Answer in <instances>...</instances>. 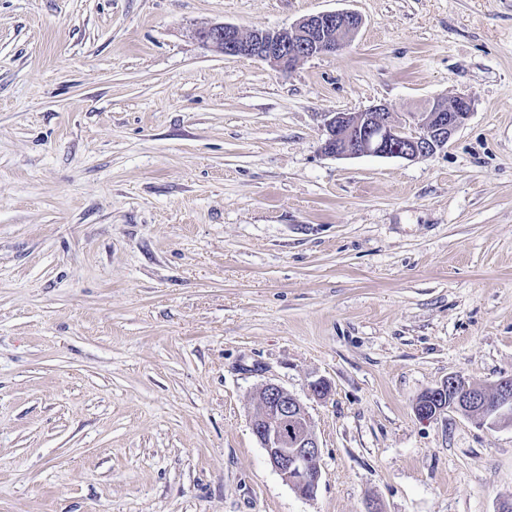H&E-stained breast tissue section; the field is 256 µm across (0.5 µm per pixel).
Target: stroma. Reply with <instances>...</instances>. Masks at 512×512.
Wrapping results in <instances>:
<instances>
[{"instance_id": "1", "label": "stroma", "mask_w": 512, "mask_h": 512, "mask_svg": "<svg viewBox=\"0 0 512 512\" xmlns=\"http://www.w3.org/2000/svg\"><path fill=\"white\" fill-rule=\"evenodd\" d=\"M335 10L354 41L289 71L197 37ZM458 95L431 157L321 149ZM452 374L512 375V0H0V512H500L512 424L414 412ZM268 382L313 496L251 431ZM251 419L253 435L276 472L296 492L314 494L321 480L320 445L307 406L284 387L266 383Z\"/></svg>"}]
</instances>
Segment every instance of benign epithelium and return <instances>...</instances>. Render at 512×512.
Returning a JSON list of instances; mask_svg holds the SVG:
<instances>
[{
	"instance_id": "7a95c632",
	"label": "benign epithelium",
	"mask_w": 512,
	"mask_h": 512,
	"mask_svg": "<svg viewBox=\"0 0 512 512\" xmlns=\"http://www.w3.org/2000/svg\"><path fill=\"white\" fill-rule=\"evenodd\" d=\"M362 26L352 11H329L302 18L280 30L253 29L224 23L199 32V39L227 58L268 61L291 70L301 60L334 53L348 45ZM473 111L472 101L457 96L440 100L418 112L394 119L389 106L374 105L364 112H333L325 124L322 151L333 157L361 155L415 160L443 149ZM264 399L251 419L253 435L276 472L296 492L309 496L321 480L320 445L307 406L284 387L266 383ZM490 403L482 390L464 377L452 375L425 392L415 404V414L428 420L444 411L481 412L491 427L512 419V375L501 378Z\"/></svg>"
}]
</instances>
